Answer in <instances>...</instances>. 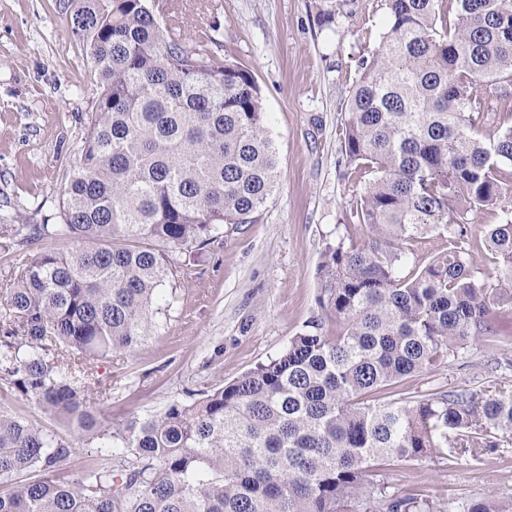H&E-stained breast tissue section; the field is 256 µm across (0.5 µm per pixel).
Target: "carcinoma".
I'll use <instances>...</instances> for the list:
<instances>
[{
    "mask_svg": "<svg viewBox=\"0 0 512 512\" xmlns=\"http://www.w3.org/2000/svg\"><path fill=\"white\" fill-rule=\"evenodd\" d=\"M387 29L345 106L346 214L367 239L326 247L310 320L275 356L190 404L106 425L94 364L153 333L175 255L259 220L279 182L252 72L164 27L148 0H79L73 33L95 111L59 223L0 215V245L61 244L5 287L0 378L66 418L70 438L0 409V512H439L367 473L444 449L480 460L512 437V383L378 400L487 336L512 338V218L483 227L497 283L479 279L465 216L503 201L512 125L476 137L478 88L512 77V0H385ZM448 239V251L423 249ZM86 451L112 456L61 476ZM457 512H512L489 498Z\"/></svg>",
    "mask_w": 512,
    "mask_h": 512,
    "instance_id": "1",
    "label": "carcinoma"
}]
</instances>
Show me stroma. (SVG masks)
<instances>
[{
	"label": "stroma",
	"mask_w": 512,
	"mask_h": 512,
	"mask_svg": "<svg viewBox=\"0 0 512 512\" xmlns=\"http://www.w3.org/2000/svg\"><path fill=\"white\" fill-rule=\"evenodd\" d=\"M190 30L217 26V58L249 67L277 147L279 188L257 223L228 225L187 277L166 284L157 331L132 353L98 361L97 411L118 424L174 403L190 404L280 351L323 311L317 270L327 242L357 240L346 224L339 129L359 63L387 23L383 0H177ZM77 0H0V213L18 224L54 216L93 112L94 75L69 18ZM479 94L496 114L477 137L512 124V86ZM512 345L492 339L434 372L406 379L397 395L434 387L477 392L512 373ZM0 408L67 435V424L0 380ZM381 475L399 493L441 508L485 497L512 500V441L482 462H394Z\"/></svg>",
	"instance_id": "1"
}]
</instances>
